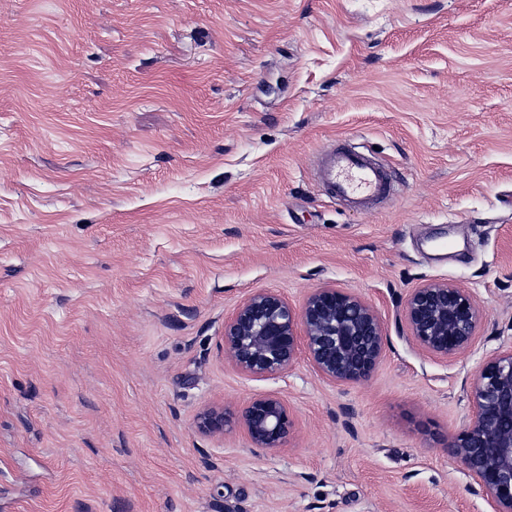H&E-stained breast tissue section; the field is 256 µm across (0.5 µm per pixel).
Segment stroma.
I'll return each mask as SVG.
<instances>
[{"label": "stroma", "instance_id": "35a3bbf8", "mask_svg": "<svg viewBox=\"0 0 512 512\" xmlns=\"http://www.w3.org/2000/svg\"><path fill=\"white\" fill-rule=\"evenodd\" d=\"M335 147L397 193L330 198ZM429 282L464 355L409 334ZM323 286L384 322L367 381L231 364L248 295ZM509 347L512 0H0V512H492L448 442ZM263 394L283 447L197 431ZM403 317L420 348L446 359L463 355L471 348L479 324L470 293L441 282L426 283L409 291ZM228 422L223 405L210 406L202 410L196 417L195 425L199 432L209 436H221Z\"/></svg>", "mask_w": 512, "mask_h": 512}]
</instances>
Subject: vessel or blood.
Here are the masks:
<instances>
[{
  "mask_svg": "<svg viewBox=\"0 0 512 512\" xmlns=\"http://www.w3.org/2000/svg\"><path fill=\"white\" fill-rule=\"evenodd\" d=\"M320 175L332 198L353 202L361 209L384 199L391 186L386 170L364 155L340 150L326 155Z\"/></svg>",
  "mask_w": 512,
  "mask_h": 512,
  "instance_id": "1",
  "label": "vessel or blood"
}]
</instances>
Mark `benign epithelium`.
Masks as SVG:
<instances>
[{
	"label": "benign epithelium",
	"mask_w": 512,
	"mask_h": 512,
	"mask_svg": "<svg viewBox=\"0 0 512 512\" xmlns=\"http://www.w3.org/2000/svg\"><path fill=\"white\" fill-rule=\"evenodd\" d=\"M403 317L409 334L426 352L442 358L465 354L479 324L473 297L452 284L430 282L407 294ZM384 325L376 310L354 293L317 288L295 308L274 291L249 295L224 319V353L255 378L282 375L305 349L317 372L340 384L371 377L383 354ZM472 414L448 444L451 455L474 478L493 512H512V348L486 356L469 392ZM256 448H281L293 421L275 395L248 402L237 416ZM224 406L202 410L199 432L224 434Z\"/></svg>",
	"instance_id": "7a95c632"
}]
</instances>
